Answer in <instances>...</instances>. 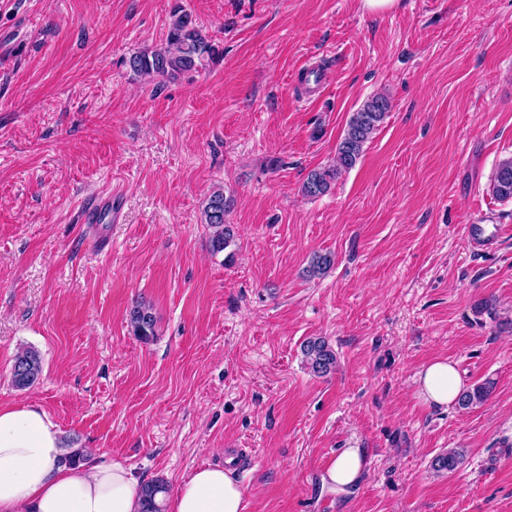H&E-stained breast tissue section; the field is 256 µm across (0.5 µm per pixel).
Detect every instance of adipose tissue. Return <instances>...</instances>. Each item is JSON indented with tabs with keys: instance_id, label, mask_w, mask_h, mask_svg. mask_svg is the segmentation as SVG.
Segmentation results:
<instances>
[{
	"instance_id": "1",
	"label": "adipose tissue",
	"mask_w": 512,
	"mask_h": 512,
	"mask_svg": "<svg viewBox=\"0 0 512 512\" xmlns=\"http://www.w3.org/2000/svg\"><path fill=\"white\" fill-rule=\"evenodd\" d=\"M462 387L455 364L431 361L419 374L417 397L442 407ZM60 431L36 404L0 408V512H139L141 483L120 461L97 459L64 464ZM366 453L345 449L326 481L343 492L360 480ZM170 512H245V495L224 466L198 468L184 476L169 502Z\"/></svg>"
}]
</instances>
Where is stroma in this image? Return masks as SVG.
<instances>
[{
  "label": "stroma",
  "instance_id": "35a3bbf8",
  "mask_svg": "<svg viewBox=\"0 0 512 512\" xmlns=\"http://www.w3.org/2000/svg\"><path fill=\"white\" fill-rule=\"evenodd\" d=\"M177 3L223 56L134 76L125 58L164 43ZM310 63L325 91L307 101ZM377 93L391 110L356 166L303 196ZM510 157L512 0H0V405L37 404L73 447L172 489L222 464L245 512H512V234L478 250L464 232L512 225L490 190ZM113 187L122 223H82ZM217 187L237 235L215 254ZM313 336L336 353L322 377ZM25 346L43 372L18 390ZM438 357L488 400L422 404ZM352 447L367 471L332 493ZM451 448L462 463L435 472ZM133 334L141 340L150 341L156 335V316L153 308L146 303L135 304L129 312ZM309 369L317 376H325L336 369V354L323 337H311L302 346ZM363 448H347L332 463L324 480L337 492H345L360 480L365 466Z\"/></svg>",
  "mask_w": 512,
  "mask_h": 512
}]
</instances>
